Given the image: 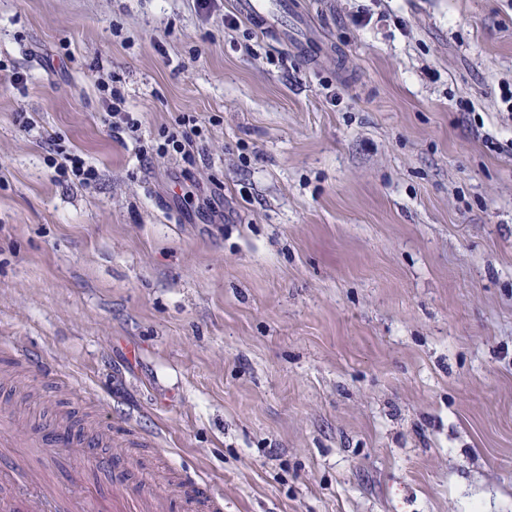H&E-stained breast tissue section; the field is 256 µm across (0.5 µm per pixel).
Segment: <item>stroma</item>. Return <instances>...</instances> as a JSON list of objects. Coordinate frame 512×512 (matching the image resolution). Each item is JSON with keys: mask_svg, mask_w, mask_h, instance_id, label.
<instances>
[{"mask_svg": "<svg viewBox=\"0 0 512 512\" xmlns=\"http://www.w3.org/2000/svg\"><path fill=\"white\" fill-rule=\"evenodd\" d=\"M295 2L302 50L235 0H0V406L224 512H512V0ZM192 122L191 126L190 123ZM194 119L188 117L187 124L189 129L181 132H172L164 137V142L157 145L156 152L160 155H166L170 151L180 154L181 159L190 165L194 163V156L190 148L194 145L193 136H199L200 132ZM48 142L50 151L56 156L50 160L66 181L77 180L81 185H89L96 181L98 177L96 167L87 159L70 151L60 136L51 135ZM71 421L72 418L68 416L55 415L49 422V425L52 426L51 432L57 436L60 441L65 443L61 446H88L81 448H95L91 446L104 448L111 446V438L102 435L95 427L79 422L82 431L76 428Z\"/></svg>", "mask_w": 512, "mask_h": 512, "instance_id": "35a3bbf8", "label": "stroma"}]
</instances>
